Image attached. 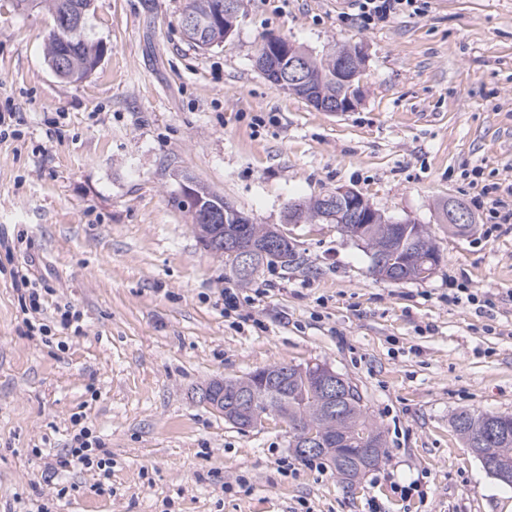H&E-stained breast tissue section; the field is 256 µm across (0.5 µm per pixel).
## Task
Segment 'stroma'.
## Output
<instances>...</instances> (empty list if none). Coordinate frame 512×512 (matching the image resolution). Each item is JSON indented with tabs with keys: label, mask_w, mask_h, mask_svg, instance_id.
<instances>
[{
	"label": "stroma",
	"mask_w": 512,
	"mask_h": 512,
	"mask_svg": "<svg viewBox=\"0 0 512 512\" xmlns=\"http://www.w3.org/2000/svg\"><path fill=\"white\" fill-rule=\"evenodd\" d=\"M187 3L94 0L104 55L69 82L45 60L50 16L0 0V512H506L512 485L451 419L512 414V226L481 194L512 183V0H429L376 29L338 0H240L206 50L182 33ZM268 36L361 48L356 107L321 112L270 83L254 64ZM182 173L258 224L355 188L427 225L443 261L381 280L335 225L302 224L289 265L240 281L178 207ZM451 198L468 235L440 219ZM16 270L78 329L51 313L48 334L29 330ZM457 282L480 305L449 302ZM278 362L327 364L363 392L387 456L356 486L296 458L282 420L242 431L199 400ZM82 426L112 478L75 469L61 498L43 457Z\"/></svg>",
	"instance_id": "stroma-1"
}]
</instances>
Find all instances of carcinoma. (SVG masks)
<instances>
[{
  "instance_id": "carcinoma-1",
  "label": "carcinoma",
  "mask_w": 512,
  "mask_h": 512,
  "mask_svg": "<svg viewBox=\"0 0 512 512\" xmlns=\"http://www.w3.org/2000/svg\"><path fill=\"white\" fill-rule=\"evenodd\" d=\"M71 0H18L20 5H32L48 10L53 23H62L68 17V3ZM342 48L336 53L316 56L308 54L317 88L332 98L339 88L328 75L336 74V54H344ZM47 61L61 54L70 57L71 67L64 79L77 81L92 72L103 55V47L88 37H83L72 45L63 46L54 41L45 44ZM211 207L224 203V197L210 190L198 196L183 195L178 204L187 211L194 210L200 203ZM240 230L238 224H202L196 235L203 240L205 235L219 233L233 236ZM341 231L347 237L359 235L363 249L382 246L389 249L392 267L406 280H418L422 268L438 265L441 253L424 224L401 225L392 227L384 224H346ZM310 367L275 363L259 368L247 376L235 380H224V393L235 388H244L254 397L252 411L257 420L277 417L288 424V447H294L299 430L313 425L327 448L315 456L336 457V474L343 475L342 466L346 461L361 460L364 442L375 448V457L364 471L376 468L387 455L386 440L381 427L370 421L365 412L364 396L357 385L348 383V389L341 400L339 414L327 413L322 395L311 381ZM490 413L461 411L454 415L452 427L464 439L467 447L479 448L477 459L481 465L489 463H507L512 466V416L499 415V432L493 436L485 435Z\"/></svg>"
}]
</instances>
